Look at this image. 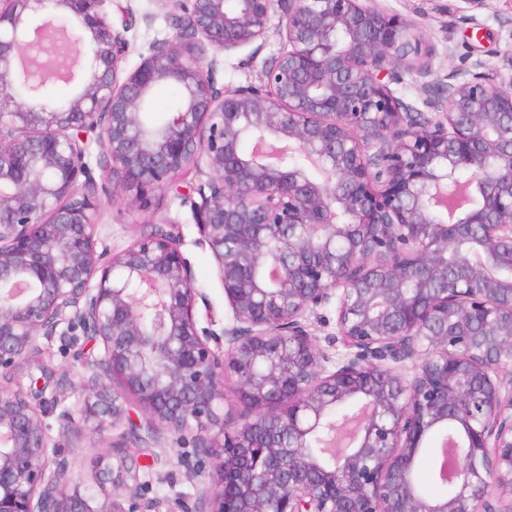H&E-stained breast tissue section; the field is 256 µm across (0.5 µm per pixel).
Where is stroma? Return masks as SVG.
Returning a JSON list of instances; mask_svg holds the SVG:
<instances>
[{
    "label": "stroma",
    "mask_w": 512,
    "mask_h": 512,
    "mask_svg": "<svg viewBox=\"0 0 512 512\" xmlns=\"http://www.w3.org/2000/svg\"><path fill=\"white\" fill-rule=\"evenodd\" d=\"M370 4L407 24L434 78H445L450 70L468 68L478 61L495 74H512V0H486L483 8L470 16L460 11L458 0H370ZM278 49L279 40L272 36L259 50L246 47L225 53L219 77L233 86L258 82L264 62ZM162 215L174 221L182 250L193 265L196 285L209 300L210 316L216 328H223L232 313L224 301L214 260L208 247L199 242L189 208L182 206L174 193L157 196L147 209L120 201L104 205L100 236L107 248L120 251L135 239L140 224ZM108 445V440L95 436L76 447L61 441L71 462L70 482L92 484V463L106 453Z\"/></svg>",
    "instance_id": "stroma-1"
}]
</instances>
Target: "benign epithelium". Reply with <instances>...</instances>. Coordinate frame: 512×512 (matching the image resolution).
<instances>
[{"instance_id":"1","label":"benign epithelium","mask_w":512,"mask_h":512,"mask_svg":"<svg viewBox=\"0 0 512 512\" xmlns=\"http://www.w3.org/2000/svg\"><path fill=\"white\" fill-rule=\"evenodd\" d=\"M107 2L0 0V512H512V76L479 62L413 109L394 86L431 69L364 0H156L169 32L128 68L156 14ZM272 32L259 83L219 81ZM71 44L84 79L49 101L39 58L60 75ZM162 85L178 106L148 125ZM186 172L219 332L170 219L99 248L104 202L147 208ZM68 334L100 346L77 383L34 362ZM51 384L82 399L59 436L123 428L93 492L66 480ZM450 424L458 471L428 498ZM157 464L193 504L150 494Z\"/></svg>"}]
</instances>
